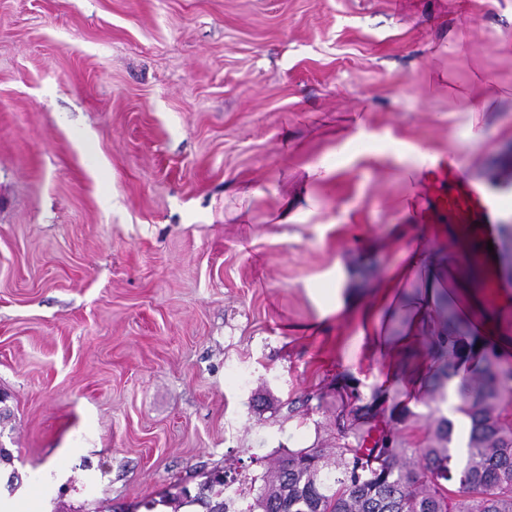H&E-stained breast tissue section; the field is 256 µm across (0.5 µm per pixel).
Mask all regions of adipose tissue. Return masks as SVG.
<instances>
[{
	"mask_svg": "<svg viewBox=\"0 0 512 512\" xmlns=\"http://www.w3.org/2000/svg\"><path fill=\"white\" fill-rule=\"evenodd\" d=\"M338 141L345 149L340 163L305 164L307 183L332 186L341 164L352 161L357 148L380 161L393 159L419 178L435 174L440 167V155L428 149L394 137L376 144L360 122L343 131ZM441 232L439 225L428 224L422 236L415 238L405 225H395L394 234L403 243L400 262L374 288L364 289L357 266L340 258L310 288L318 322L345 319L353 325L348 339L351 355L345 361L349 369L344 378L346 384L356 385L360 361L374 360L381 368L377 376L379 389L408 406L417 405L427 366L422 360L407 365L403 359L420 342H448L453 331L441 314L440 303L444 300L468 329L467 339L457 344V376L448 385L451 397H458L462 378L468 376L484 351L512 358V289L498 284L491 297L486 289L464 277L459 257L434 247Z\"/></svg>",
	"mask_w": 512,
	"mask_h": 512,
	"instance_id": "1",
	"label": "adipose tissue"
}]
</instances>
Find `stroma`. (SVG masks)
<instances>
[{"instance_id": "35a3bbf8", "label": "stroma", "mask_w": 512, "mask_h": 512, "mask_svg": "<svg viewBox=\"0 0 512 512\" xmlns=\"http://www.w3.org/2000/svg\"><path fill=\"white\" fill-rule=\"evenodd\" d=\"M512 0H0V512L176 506L213 468L332 448L350 331L304 330L336 256L364 286L407 223L392 160L276 224L282 185L362 109L378 137L512 155ZM501 92L479 117L463 97ZM259 187L239 202L237 186ZM428 404L378 429L408 447Z\"/></svg>"}]
</instances>
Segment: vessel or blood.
<instances>
[{"label":"vessel or blood","instance_id":"b4317fda","mask_svg":"<svg viewBox=\"0 0 512 512\" xmlns=\"http://www.w3.org/2000/svg\"><path fill=\"white\" fill-rule=\"evenodd\" d=\"M448 177L452 183V204L459 235L475 233L480 243L495 237V220L501 194L485 184L471 180L463 171L462 160H448Z\"/></svg>","mask_w":512,"mask_h":512}]
</instances>
